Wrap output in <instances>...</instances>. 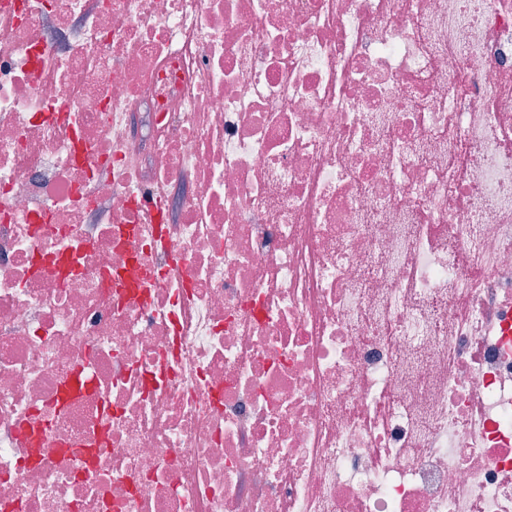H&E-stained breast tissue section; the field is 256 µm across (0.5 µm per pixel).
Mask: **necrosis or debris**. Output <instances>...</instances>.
<instances>
[{
  "instance_id": "4bbe7bcc",
  "label": "necrosis or debris",
  "mask_w": 512,
  "mask_h": 512,
  "mask_svg": "<svg viewBox=\"0 0 512 512\" xmlns=\"http://www.w3.org/2000/svg\"><path fill=\"white\" fill-rule=\"evenodd\" d=\"M0 512H512V0H0Z\"/></svg>"
}]
</instances>
